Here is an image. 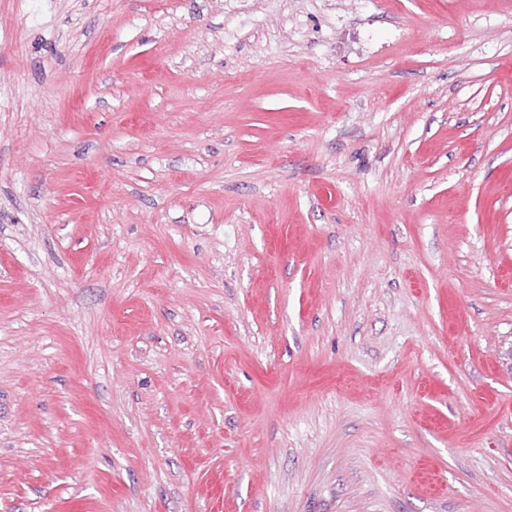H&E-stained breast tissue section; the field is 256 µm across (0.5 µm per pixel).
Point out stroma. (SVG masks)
<instances>
[{
	"mask_svg": "<svg viewBox=\"0 0 512 512\" xmlns=\"http://www.w3.org/2000/svg\"><path fill=\"white\" fill-rule=\"evenodd\" d=\"M512 0H0V512H512Z\"/></svg>",
	"mask_w": 512,
	"mask_h": 512,
	"instance_id": "35a3bbf8",
	"label": "stroma"
}]
</instances>
